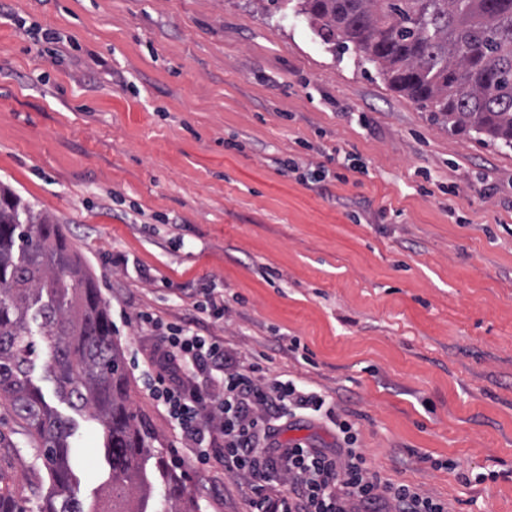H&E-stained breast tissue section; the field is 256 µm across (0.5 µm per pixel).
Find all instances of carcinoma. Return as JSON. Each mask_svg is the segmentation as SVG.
<instances>
[{"instance_id":"cac0c4a2","label":"carcinoma","mask_w":512,"mask_h":512,"mask_svg":"<svg viewBox=\"0 0 512 512\" xmlns=\"http://www.w3.org/2000/svg\"><path fill=\"white\" fill-rule=\"evenodd\" d=\"M327 39L354 46L395 90L456 131L512 149V0H301ZM40 318L57 394L91 410L106 435L109 492L93 512H148L142 464L155 460L164 503L198 512L129 404L122 353L94 278L50 212L0 184V400L40 445L50 487L38 512H83L73 498L70 426L29 379V318ZM0 512H25L0 474Z\"/></svg>"}]
</instances>
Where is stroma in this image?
<instances>
[{
	"instance_id": "stroma-1",
	"label": "stroma",
	"mask_w": 512,
	"mask_h": 512,
	"mask_svg": "<svg viewBox=\"0 0 512 512\" xmlns=\"http://www.w3.org/2000/svg\"><path fill=\"white\" fill-rule=\"evenodd\" d=\"M0 182L60 221L112 319L134 409L200 512H250L252 480L193 467L145 386L155 332L187 317L265 354L355 422L368 466L447 502L512 512V149L451 132L298 0H0ZM45 28L64 38L38 41ZM355 157L360 174L330 161ZM328 169L288 171V159ZM30 372L72 426L91 512L105 433L56 394L39 321ZM299 338L308 359L288 346ZM281 443L333 449L320 419ZM37 445L0 402V471L35 512ZM486 474L481 484L461 474Z\"/></svg>"
}]
</instances>
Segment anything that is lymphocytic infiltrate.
Returning a JSON list of instances; mask_svg holds the SVG:
<instances>
[{
  "mask_svg": "<svg viewBox=\"0 0 512 512\" xmlns=\"http://www.w3.org/2000/svg\"><path fill=\"white\" fill-rule=\"evenodd\" d=\"M159 346L149 394L181 430L196 465L210 462L254 478L253 512H448L442 500L395 484L365 466L354 423L325 396L270 375L260 361H237L195 318L169 323L137 316ZM321 417L336 429V448L285 447V421Z\"/></svg>",
  "mask_w": 512,
  "mask_h": 512,
  "instance_id": "obj_1",
  "label": "lymphocytic infiltrate"
}]
</instances>
